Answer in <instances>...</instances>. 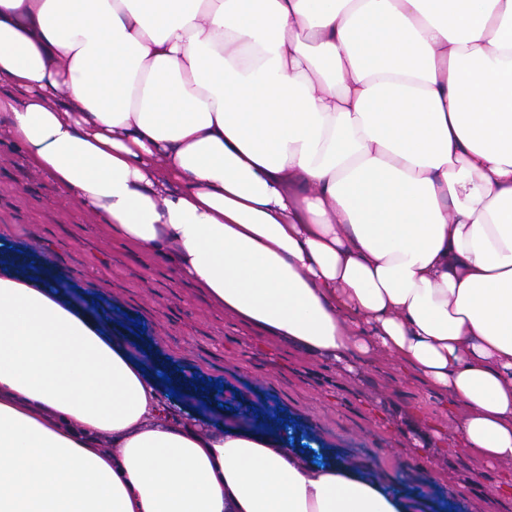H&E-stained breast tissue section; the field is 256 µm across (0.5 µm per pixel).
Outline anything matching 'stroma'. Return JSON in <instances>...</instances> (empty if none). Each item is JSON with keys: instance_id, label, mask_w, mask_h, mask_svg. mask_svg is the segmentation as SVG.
Here are the masks:
<instances>
[{"instance_id": "stroma-1", "label": "stroma", "mask_w": 512, "mask_h": 512, "mask_svg": "<svg viewBox=\"0 0 512 512\" xmlns=\"http://www.w3.org/2000/svg\"><path fill=\"white\" fill-rule=\"evenodd\" d=\"M31 265L154 374L168 375L179 415L208 434L243 427L352 467L371 464L408 512H512V464L474 477L451 399L383 352L355 372L305 353L216 305L170 262L128 246L78 199L24 165L0 126V252ZM463 484L465 494H452Z\"/></svg>"}]
</instances>
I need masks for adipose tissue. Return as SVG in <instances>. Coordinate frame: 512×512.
<instances>
[{"label": "adipose tissue", "mask_w": 512, "mask_h": 512, "mask_svg": "<svg viewBox=\"0 0 512 512\" xmlns=\"http://www.w3.org/2000/svg\"><path fill=\"white\" fill-rule=\"evenodd\" d=\"M22 158L212 301L382 349L512 461V0H0ZM111 439V449L101 447ZM0 512H404L204 433L99 323L0 271Z\"/></svg>", "instance_id": "1"}]
</instances>
